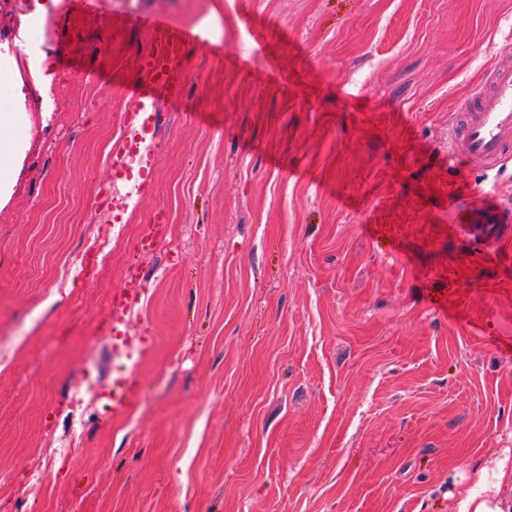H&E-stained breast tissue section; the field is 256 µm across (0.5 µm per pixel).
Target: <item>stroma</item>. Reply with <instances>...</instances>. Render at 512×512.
<instances>
[{"mask_svg": "<svg viewBox=\"0 0 512 512\" xmlns=\"http://www.w3.org/2000/svg\"><path fill=\"white\" fill-rule=\"evenodd\" d=\"M0 6V103L27 151L0 205V494L31 512H457L512 462V238L462 226L512 161L448 154V120L512 38V0H40ZM161 15L200 34L150 184L108 222L119 137ZM173 242L144 255L142 227ZM141 298V397L113 416L109 300ZM69 464L32 501L58 448Z\"/></svg>", "mask_w": 512, "mask_h": 512, "instance_id": "obj_1", "label": "stroma"}]
</instances>
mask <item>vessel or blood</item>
Listing matches in <instances>:
<instances>
[{"label": "vessel or blood", "instance_id": "obj_1", "mask_svg": "<svg viewBox=\"0 0 512 512\" xmlns=\"http://www.w3.org/2000/svg\"><path fill=\"white\" fill-rule=\"evenodd\" d=\"M148 23L158 48L142 59L140 66L146 78L135 89L137 109L146 113L155 111L159 99L180 95L184 75L178 59L191 38L190 32L162 17H149ZM156 135L157 123L153 120L129 128L124 150L112 158L113 182L130 181L139 189L150 182L154 169L150 143ZM448 150L465 155L473 166L486 172L512 158L511 65L491 67L484 85L473 93L461 111L453 113L448 124ZM470 227L489 244L512 236V204L500 202L484 208L472 217ZM108 394L113 415L126 414L139 400L135 370H128L123 377L113 380Z\"/></svg>", "mask_w": 512, "mask_h": 512}]
</instances>
